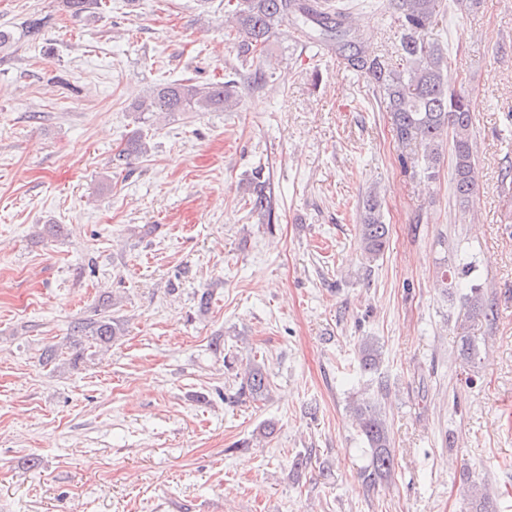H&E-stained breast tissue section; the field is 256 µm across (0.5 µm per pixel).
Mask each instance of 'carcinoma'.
<instances>
[{
    "mask_svg": "<svg viewBox=\"0 0 512 512\" xmlns=\"http://www.w3.org/2000/svg\"><path fill=\"white\" fill-rule=\"evenodd\" d=\"M75 18L99 13L104 0H63ZM398 13L401 27L400 62L389 67L379 55L365 51L363 41L348 25V15L329 0H227L224 14L244 34L239 55L259 57L270 39L290 26L319 43L336 42V49L348 66L367 75L376 96L388 113L392 136L402 147L419 146V150L400 155L405 170L427 179L438 172L445 149L452 156V196L455 211L463 219L474 208L479 192L473 135V114L468 93L453 83L452 66L441 46L429 38V31L439 12L440 0H390ZM50 22V16L33 14L26 18L19 35L34 42ZM238 85L234 80L194 83L191 80L159 83L152 87L146 100L134 107L136 112H209L236 105ZM148 150L142 132L136 131L125 147L115 155L117 162L138 157ZM249 213L272 229L275 221L274 192L270 178L257 170L248 186ZM389 227L383 220L381 203L372 193L358 205L359 246L367 258H376L384 250ZM466 303L476 314L489 315L492 306L479 288L470 289ZM111 300L102 302L103 310L93 319H80L73 331L90 346L107 349L122 335V324L109 314ZM359 366L365 373H375L380 351L372 339H361ZM270 382L265 364L248 363L245 377L236 391L237 398L257 399L268 394ZM351 413L367 446L368 464L360 477L370 489H376L393 475L397 465L392 437L385 417L367 398L353 402ZM469 512H495L493 500L475 492Z\"/></svg>",
    "mask_w": 512,
    "mask_h": 512,
    "instance_id": "1",
    "label": "carcinoma"
}]
</instances>
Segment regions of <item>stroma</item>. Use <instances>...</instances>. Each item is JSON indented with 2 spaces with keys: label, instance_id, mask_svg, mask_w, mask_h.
<instances>
[{
  "label": "stroma",
  "instance_id": "obj_1",
  "mask_svg": "<svg viewBox=\"0 0 512 512\" xmlns=\"http://www.w3.org/2000/svg\"><path fill=\"white\" fill-rule=\"evenodd\" d=\"M345 2L396 60L390 10ZM443 2L430 36L472 103L470 224L450 162L434 180L404 171L369 77L335 47L277 35L272 79L235 111L144 120L133 106L156 84L252 79L224 0H111L79 19L61 0H0V27L51 17L37 42L0 50V512H467V471L512 512V0L465 15ZM136 129L147 153L115 166ZM259 166L270 229L246 203ZM371 192L389 242L369 261L352 213ZM45 224L63 236L39 239ZM459 263L472 276L444 279ZM473 287L493 319L470 314ZM105 296L124 332L76 357L72 323ZM255 358L270 391L236 399ZM367 396L397 462L375 491L350 413ZM359 366L364 373H375L380 364V351L372 338H362L358 347Z\"/></svg>",
  "mask_w": 512,
  "mask_h": 512
}]
</instances>
